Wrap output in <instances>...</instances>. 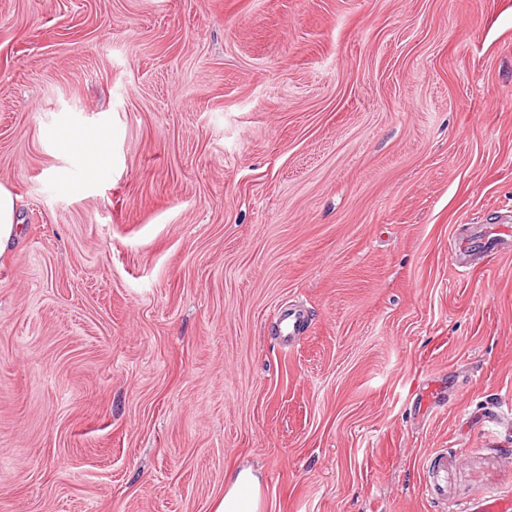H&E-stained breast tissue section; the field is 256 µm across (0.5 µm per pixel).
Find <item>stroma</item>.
<instances>
[{"label":"stroma","mask_w":512,"mask_h":512,"mask_svg":"<svg viewBox=\"0 0 512 512\" xmlns=\"http://www.w3.org/2000/svg\"><path fill=\"white\" fill-rule=\"evenodd\" d=\"M0 184V512L512 495V0H0ZM18 201V196L0 184V253L4 252L15 238ZM427 494L437 501H448V456L440 454L431 463L425 480ZM262 488L251 466L231 472L224 484V493L215 498L213 512H259Z\"/></svg>","instance_id":"stroma-1"}]
</instances>
